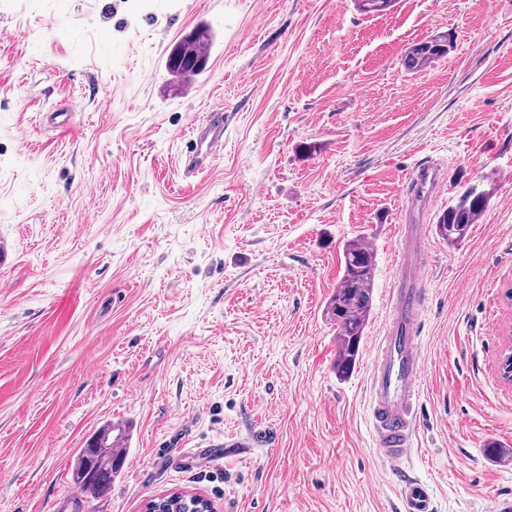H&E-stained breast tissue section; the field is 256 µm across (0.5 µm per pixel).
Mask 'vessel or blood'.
Returning a JSON list of instances; mask_svg holds the SVG:
<instances>
[{
    "mask_svg": "<svg viewBox=\"0 0 512 512\" xmlns=\"http://www.w3.org/2000/svg\"><path fill=\"white\" fill-rule=\"evenodd\" d=\"M228 121V114L217 107L194 125L179 161L183 178H198L211 168L224 146ZM444 181L445 173L439 163L423 164L408 186L411 203L426 200ZM398 254L384 332L369 367L370 419L378 455L391 474L400 478L403 512H433L428 487L406 476L403 468L418 431L425 373L421 351V326L428 293L424 277L427 260L424 225H401Z\"/></svg>",
    "mask_w": 512,
    "mask_h": 512,
    "instance_id": "obj_1",
    "label": "vessel or blood"
}]
</instances>
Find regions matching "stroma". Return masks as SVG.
Listing matches in <instances>:
<instances>
[{
  "label": "stroma",
  "instance_id": "1",
  "mask_svg": "<svg viewBox=\"0 0 512 512\" xmlns=\"http://www.w3.org/2000/svg\"><path fill=\"white\" fill-rule=\"evenodd\" d=\"M214 33L198 93L171 46ZM450 33L417 71L407 49ZM224 148L182 180V141L212 108ZM72 112L61 134L48 122ZM429 200L423 423L404 468L435 512L512 497V0H0V512H70L71 468L105 422L130 426L97 512L179 490L216 512H400L367 370L398 265L407 184ZM492 177L464 242L434 233ZM376 241L359 361L339 378L325 304L343 243ZM255 438L205 463L202 449ZM445 182L443 167L437 162H428L420 166L412 176L408 186L412 204L426 200L431 192L437 191Z\"/></svg>",
  "mask_w": 512,
  "mask_h": 512
}]
</instances>
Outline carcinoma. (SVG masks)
I'll return each mask as SVG.
<instances>
[{
    "label": "carcinoma",
    "mask_w": 512,
    "mask_h": 512,
    "mask_svg": "<svg viewBox=\"0 0 512 512\" xmlns=\"http://www.w3.org/2000/svg\"><path fill=\"white\" fill-rule=\"evenodd\" d=\"M359 9L366 14H383L395 0H357ZM213 35L206 26L175 43L166 59V70L177 83L186 84L205 72ZM451 46L446 34H435L410 47L402 59L407 71H418L445 57ZM492 197V189L484 184H470L457 198L450 201L436 218V233L451 244L462 242L471 226L478 222ZM340 276L336 289L326 308V315L336 324V375L345 378L356 367L360 346L368 326L377 269V255L364 245V237L355 236L342 247ZM124 429L105 424L90 436L86 446L91 452H79L71 472L73 485L84 497L97 500L112 487V477L118 473L113 465L114 445H126Z\"/></svg>",
    "instance_id": "1"
}]
</instances>
